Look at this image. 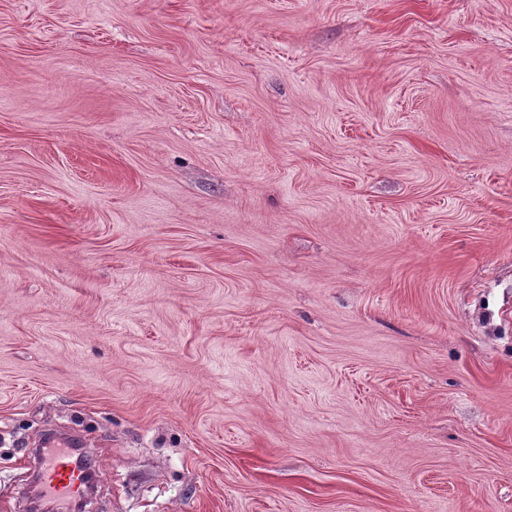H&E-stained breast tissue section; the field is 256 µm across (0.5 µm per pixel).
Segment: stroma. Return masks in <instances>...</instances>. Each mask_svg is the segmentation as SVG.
<instances>
[{"label":"stroma","mask_w":512,"mask_h":512,"mask_svg":"<svg viewBox=\"0 0 512 512\" xmlns=\"http://www.w3.org/2000/svg\"><path fill=\"white\" fill-rule=\"evenodd\" d=\"M512 512V0H0V512ZM68 454L47 450L39 454L38 483L45 495L67 499L70 504L80 501L88 484L83 473Z\"/></svg>","instance_id":"35a3bbf8"}]
</instances>
